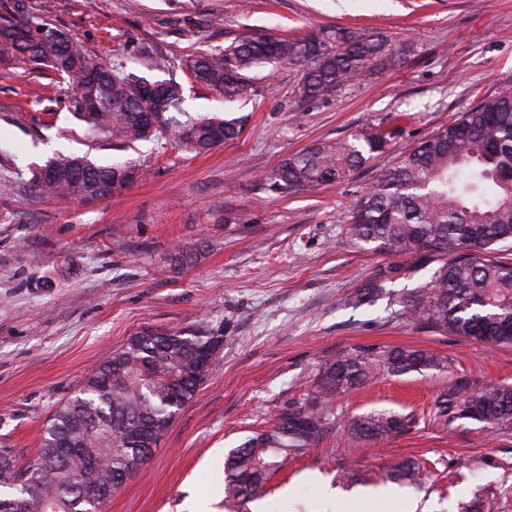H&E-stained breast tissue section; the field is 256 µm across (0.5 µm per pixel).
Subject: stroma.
<instances>
[{"mask_svg":"<svg viewBox=\"0 0 512 512\" xmlns=\"http://www.w3.org/2000/svg\"><path fill=\"white\" fill-rule=\"evenodd\" d=\"M90 56L150 80L174 78L198 114L224 103L163 62L193 43L218 49L242 34L323 37L339 27L389 40L393 66L331 96L300 102L299 67L256 83L234 112L239 139L194 155L94 139L58 101L48 70H0V445L34 456L52 413L88 371L142 330L207 329L221 338L193 401L143 469L104 512H512V428L434 419L448 385L434 373L380 374L338 396L320 443L274 471L260 497L227 502L224 461L313 389L330 352L407 346L448 357L455 375L512 384V346L488 347L410 320L402 297L430 269L388 285L374 303L348 302L378 265L344 227L365 187L397 157L485 95L512 84V0H28ZM371 123L397 128L385 153L348 181L281 196L261 176L311 144ZM132 161L139 178L95 200L46 198L33 171L56 154ZM195 261L179 265L174 249ZM411 415L396 438L363 448L347 421L370 410ZM405 460L422 488L393 482Z\"/></svg>","mask_w":512,"mask_h":512,"instance_id":"35a3bbf8","label":"stroma"}]
</instances>
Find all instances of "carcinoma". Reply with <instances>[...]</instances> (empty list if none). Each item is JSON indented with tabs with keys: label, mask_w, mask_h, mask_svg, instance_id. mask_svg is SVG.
Segmentation results:
<instances>
[{
	"label": "carcinoma",
	"mask_w": 512,
	"mask_h": 512,
	"mask_svg": "<svg viewBox=\"0 0 512 512\" xmlns=\"http://www.w3.org/2000/svg\"><path fill=\"white\" fill-rule=\"evenodd\" d=\"M395 58L386 40L338 28L329 43L313 36L243 35L222 49L188 54L178 64L226 103L247 98L255 71L286 62L299 65L304 73L294 96L310 101L388 68ZM15 64L54 71L58 87L73 91V116L94 137L114 144L164 141L202 153L242 134V117L185 109L183 87L171 78L153 123L147 124L137 98L143 77L121 63L91 59L64 31L32 14L26 0H12L9 15L0 16V66ZM395 134L365 126L349 138L314 144L284 158L265 180L284 195L345 181L383 152ZM52 162L53 177L33 178L34 188L51 198L80 199L108 189L132 167L73 154H59ZM346 234L355 247L382 256L370 278L350 294L351 305L372 302L387 284L430 266L426 286L402 298L404 314L490 347L512 344V257L501 255L512 251V85L483 97L400 155L357 200ZM214 346L215 337L199 328L146 330L130 337L56 409L27 465H19L16 449L0 448V512H101L110 497H83L84 480L115 493L123 486L128 461H137L138 471L143 468L153 443L211 370L206 351ZM383 372L450 374L451 363L428 350L400 346L351 348L325 358L315 389L303 402L228 454L225 497L243 502L261 492L279 459L305 453L325 435L337 396ZM433 412L451 423L465 419L490 429L510 428L512 386L450 376ZM412 424L407 415L373 410L349 420L347 430L371 445ZM392 477L414 486L421 483L422 470L405 461L394 466Z\"/></svg>",
	"instance_id": "carcinoma-1"
}]
</instances>
